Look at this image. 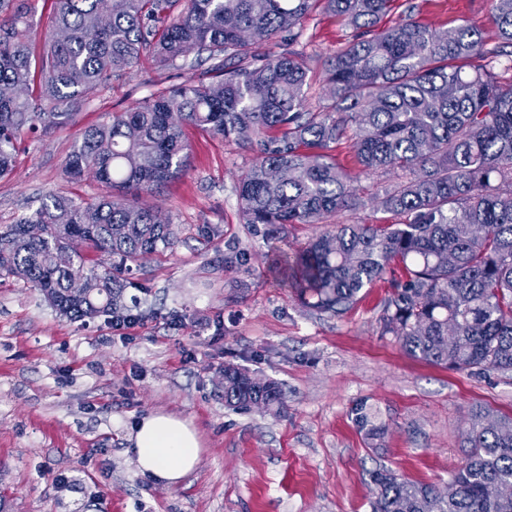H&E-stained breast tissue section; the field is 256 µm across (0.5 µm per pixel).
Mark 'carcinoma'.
Returning a JSON list of instances; mask_svg holds the SVG:
<instances>
[{
  "label": "carcinoma",
  "mask_w": 512,
  "mask_h": 512,
  "mask_svg": "<svg viewBox=\"0 0 512 512\" xmlns=\"http://www.w3.org/2000/svg\"><path fill=\"white\" fill-rule=\"evenodd\" d=\"M35 47L34 0H0V178L13 171L22 137L70 123L102 85L147 58L160 68L209 66L196 82L112 112L86 129L62 167L68 179L91 171L110 193L91 201L40 200L30 214L0 225V277L37 290L70 320L123 314L130 265L174 249L169 220L124 198L153 194L188 167L184 127L247 146L256 161L241 175L244 223L273 240L289 224H324L361 204L356 178L330 154L351 141L366 173H402L380 207L400 224H333L277 268L301 303L340 316L383 281L380 324L403 350L460 371L512 370V82L492 64L512 48V0H490L488 23L465 20L446 31L407 15L377 24L390 0H53ZM353 35L328 62V104L304 94L309 70L299 53L275 54L283 34L319 4ZM485 61L482 66L472 60ZM38 224L33 238L26 226ZM113 257L103 270L70 241ZM86 292L70 294L73 278ZM284 407L280 383L224 365V408ZM354 423L383 438L360 402ZM512 419L488 407L470 414L460 468L442 492L391 468L370 472L372 512H512Z\"/></svg>",
  "instance_id": "obj_1"
}]
</instances>
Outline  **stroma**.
<instances>
[{"label": "stroma", "mask_w": 512, "mask_h": 512, "mask_svg": "<svg viewBox=\"0 0 512 512\" xmlns=\"http://www.w3.org/2000/svg\"><path fill=\"white\" fill-rule=\"evenodd\" d=\"M411 3L418 21L440 30L484 23L490 8V0H391L380 28ZM351 33L322 8L302 21L295 48L310 69L312 103L324 102L325 65ZM200 73L142 60L72 123L24 136L14 173L0 178V224L50 193L102 195L95 178L62 174L83 131ZM185 134V174L139 199L172 220L177 243L135 271L124 293L142 318L137 328L70 321L36 290L0 278V512H371L368 473L381 465L446 488L466 455L472 407L512 417V371H457L407 355L380 327L384 282L337 317L303 307L275 282L274 253L295 252L324 225L291 224L263 240L245 224L236 192L254 153L192 127ZM335 155L364 189L363 207L337 222L396 223L376 200L395 174L361 173L346 143ZM233 251L245 261L225 267ZM228 362L280 382L285 411L225 409ZM361 401L388 428L377 444L353 422ZM156 412L189 420L200 437L199 464L175 487L140 473L130 450L139 419Z\"/></svg>", "instance_id": "obj_1"}]
</instances>
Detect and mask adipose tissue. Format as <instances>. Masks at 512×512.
<instances>
[{"label": "adipose tissue", "instance_id": "1", "mask_svg": "<svg viewBox=\"0 0 512 512\" xmlns=\"http://www.w3.org/2000/svg\"><path fill=\"white\" fill-rule=\"evenodd\" d=\"M132 443L138 469L169 487L179 485L199 462L201 442L196 428L172 414L143 417Z\"/></svg>", "mask_w": 512, "mask_h": 512}]
</instances>
